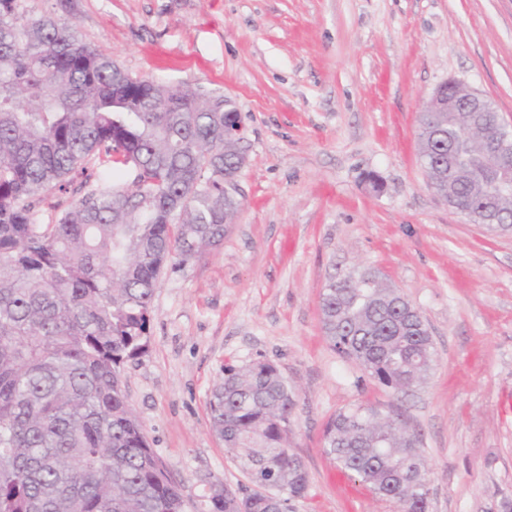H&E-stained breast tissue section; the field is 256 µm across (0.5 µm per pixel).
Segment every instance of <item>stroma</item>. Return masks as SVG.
I'll use <instances>...</instances> for the list:
<instances>
[{"instance_id":"stroma-1","label":"stroma","mask_w":512,"mask_h":512,"mask_svg":"<svg viewBox=\"0 0 512 512\" xmlns=\"http://www.w3.org/2000/svg\"><path fill=\"white\" fill-rule=\"evenodd\" d=\"M72 23L132 76L230 98L246 125L237 216L223 242L165 268L151 343L123 373L146 438L189 501L246 476L210 429L225 364L274 362L297 395L290 450L309 475L293 512H399L343 478L322 430L392 406L422 440L431 512L512 498V233L444 204L419 117L448 79L512 124V0H18ZM382 184L373 190L367 175ZM381 271L423 315L437 361L399 394L327 341L331 278Z\"/></svg>"}]
</instances>
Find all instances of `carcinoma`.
<instances>
[{"mask_svg": "<svg viewBox=\"0 0 512 512\" xmlns=\"http://www.w3.org/2000/svg\"><path fill=\"white\" fill-rule=\"evenodd\" d=\"M466 112H423L419 157L428 184L468 217L496 174L448 150L475 145ZM241 113L224 96L133 81L71 24L0 0V512H186L123 389L146 353L152 300L167 262L219 246L238 213L224 176L241 151ZM97 167L96 187L43 223L46 192ZM494 232L512 231V195L498 197ZM325 336L380 385L405 392L435 362L421 313L380 272L329 282ZM294 390L278 367L224 366L210 427L255 485L235 498L201 495L198 512H291L308 490L290 453ZM330 460L400 512H429V471L400 412L358 405L326 424Z\"/></svg>", "mask_w": 512, "mask_h": 512, "instance_id": "obj_1", "label": "carcinoma"}]
</instances>
